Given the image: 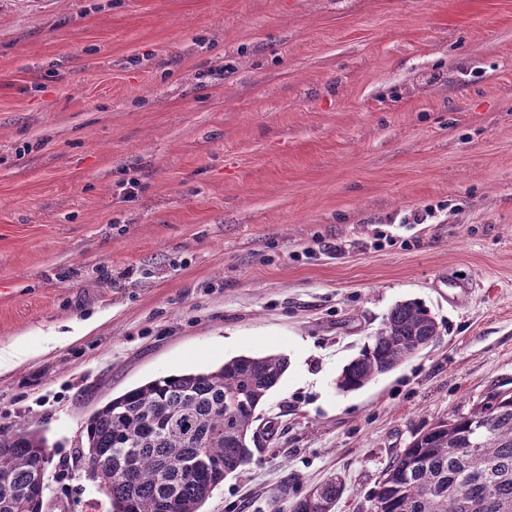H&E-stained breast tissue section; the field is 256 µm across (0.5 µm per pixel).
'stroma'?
I'll return each mask as SVG.
<instances>
[{
	"mask_svg": "<svg viewBox=\"0 0 512 512\" xmlns=\"http://www.w3.org/2000/svg\"><path fill=\"white\" fill-rule=\"evenodd\" d=\"M406 300L437 339L339 392ZM16 345L0 439L46 438L44 512L110 510L76 459L94 409L243 353L289 368L202 512L336 477L370 512L419 430L512 380V0H0Z\"/></svg>",
	"mask_w": 512,
	"mask_h": 512,
	"instance_id": "stroma-1",
	"label": "stroma"
}]
</instances>
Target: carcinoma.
<instances>
[{
	"instance_id": "obj_1",
	"label": "carcinoma",
	"mask_w": 512,
	"mask_h": 512,
	"mask_svg": "<svg viewBox=\"0 0 512 512\" xmlns=\"http://www.w3.org/2000/svg\"><path fill=\"white\" fill-rule=\"evenodd\" d=\"M439 336L418 301L395 304L383 328L337 378L352 392L401 365ZM288 369L280 354L239 355L204 372L169 374L130 388L86 420L78 456L89 463L133 461L131 480L112 478L110 512H200L228 476L252 456L258 410ZM488 401L419 432L386 466L372 512H512V384ZM47 442L18 429L0 440V512H43L38 474ZM314 502L290 512H335L340 480L316 487Z\"/></svg>"
}]
</instances>
